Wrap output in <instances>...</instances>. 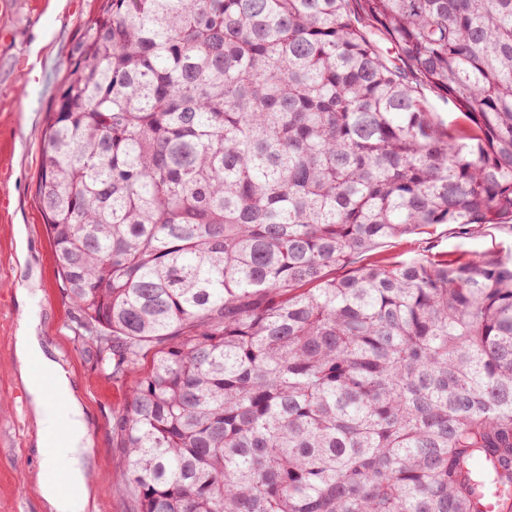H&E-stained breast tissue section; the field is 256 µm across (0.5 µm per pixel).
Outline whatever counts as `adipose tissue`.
Instances as JSON below:
<instances>
[{
	"mask_svg": "<svg viewBox=\"0 0 512 512\" xmlns=\"http://www.w3.org/2000/svg\"><path fill=\"white\" fill-rule=\"evenodd\" d=\"M17 297L23 305L21 328L15 338L20 378L40 436H52L57 445L54 454L42 457L38 473L41 495L49 512H83L90 486V473L84 461L90 439L83 423V405L70 373L44 349L40 334L42 310L36 292L21 288ZM35 361L52 375V389H45L34 373L31 364ZM59 469L66 475V484L51 477ZM69 484L77 487V494L66 492Z\"/></svg>",
	"mask_w": 512,
	"mask_h": 512,
	"instance_id": "adipose-tissue-1",
	"label": "adipose tissue"
}]
</instances>
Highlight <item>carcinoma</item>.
I'll use <instances>...</instances> for the list:
<instances>
[{
	"label": "carcinoma",
	"mask_w": 512,
	"mask_h": 512,
	"mask_svg": "<svg viewBox=\"0 0 512 512\" xmlns=\"http://www.w3.org/2000/svg\"><path fill=\"white\" fill-rule=\"evenodd\" d=\"M35 195L137 512H512V258L358 264L512 230V0H106ZM479 255L512 256V233L485 225L462 234L457 225L433 224L418 234L384 241L359 258L360 263L394 262L418 257L467 260Z\"/></svg>",
	"instance_id": "carcinoma-1"
}]
</instances>
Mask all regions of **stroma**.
Masks as SVG:
<instances>
[{
  "mask_svg": "<svg viewBox=\"0 0 512 512\" xmlns=\"http://www.w3.org/2000/svg\"><path fill=\"white\" fill-rule=\"evenodd\" d=\"M102 5L103 0H0V401L8 405L0 412V512H46L37 483L38 428L14 356L20 288L39 290L44 347L70 371L84 405L93 480L84 512L134 510L129 495L111 490L127 469L112 422L127 404L131 382L113 378L97 348L82 339L80 313L60 287L35 198L48 111L81 30ZM479 255L512 256V232L485 225L464 234L456 225L434 224L382 242L360 261Z\"/></svg>",
  "mask_w": 512,
  "mask_h": 512,
  "instance_id": "1",
  "label": "stroma"
}]
</instances>
